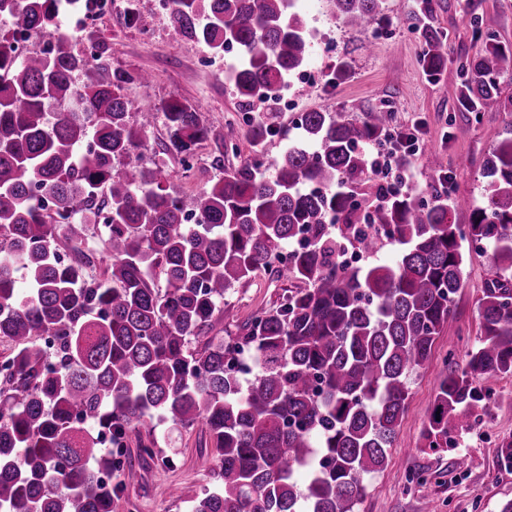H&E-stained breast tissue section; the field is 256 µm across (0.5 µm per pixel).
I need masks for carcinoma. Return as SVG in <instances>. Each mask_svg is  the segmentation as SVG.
Masks as SVG:
<instances>
[{
  "label": "carcinoma",
  "mask_w": 512,
  "mask_h": 512,
  "mask_svg": "<svg viewBox=\"0 0 512 512\" xmlns=\"http://www.w3.org/2000/svg\"><path fill=\"white\" fill-rule=\"evenodd\" d=\"M334 2L360 30L383 15L384 0ZM167 5L174 39L239 48L228 80L243 108L275 100L306 65L297 0ZM59 13L60 0H0V512H112L101 474L122 469L131 483L137 471L103 435L151 458L160 424L198 428L216 450V485L193 512H358L389 459L408 379L453 314L466 241L486 247L495 277L467 367L440 375L423 431L424 448L455 447L451 433L487 412L477 381L512 374V44L472 17L479 50L448 86L474 119L509 117L487 132L481 204L458 224L459 198L373 182L366 147L392 130L386 108L362 121L307 112L271 174L247 164L195 193L169 192L164 166L143 154L156 113L122 94L148 73L112 66L106 40L77 30L59 33L49 60L17 55V31L56 27ZM414 29L423 68L439 75L447 36L426 18ZM83 37L89 59L74 49ZM163 116L164 154L185 163L210 137L207 113L173 97ZM271 116L248 120L257 155ZM188 211L200 222L185 223ZM345 243L396 257L346 268ZM285 252L297 285L224 342L226 295L280 268ZM244 349L258 365L249 379L226 366ZM493 451L512 467V437Z\"/></svg>",
  "instance_id": "1"
}]
</instances>
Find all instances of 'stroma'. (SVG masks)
I'll list each match as a JSON object with an SVG mask.
<instances>
[{
    "instance_id": "stroma-1",
    "label": "stroma",
    "mask_w": 512,
    "mask_h": 512,
    "mask_svg": "<svg viewBox=\"0 0 512 512\" xmlns=\"http://www.w3.org/2000/svg\"><path fill=\"white\" fill-rule=\"evenodd\" d=\"M433 22L448 36L450 61L439 80L423 72L422 39L412 30L420 0H385L377 37L366 36L336 17L333 0H301L300 8L311 32L309 65L316 81L294 85V109L278 113L276 132L265 146L267 159H275L298 135L297 122L307 112H348L363 119L367 111L390 108L399 127L418 126L425 149L403 160L410 174L408 188L430 196L452 190L459 197L479 202L483 191V161L490 143L485 131L502 126L505 116L487 112L481 121L458 109L448 86L458 78L460 60L472 57L477 45L469 21L472 15L492 18L501 40L512 42V0H430ZM170 17L157 0H139V17L126 24L115 15L101 19L97 30L112 50V64L151 73L147 84L130 83L127 97L154 112L171 98L201 105L209 117L214 139L195 151L191 169L178 158L166 156L167 186L178 193L204 187L224 171L253 159L249 127L225 71L234 56L213 58L207 45L197 41L173 42ZM330 53H322L323 45ZM235 129V148H222L219 139ZM449 174L451 183L441 181ZM493 275L482 250L467 246L464 284L456 297L455 315L438 338L431 359L408 380L407 410L397 429L389 462L368 482L358 512H499L512 499V470L499 464L492 451L497 439L512 436V375L483 376L479 385L491 395L489 414L468 431L458 434L456 450L438 456L422 451V431L437 379L445 367L465 368L468 353L480 336L478 301L485 282ZM293 285L288 274L261 273L228 297L233 323L246 321L272 307L284 289ZM465 468H457L456 456ZM172 457L173 466L163 458ZM215 450L199 432L164 431L156 456L137 464V482L124 484L113 471L114 512H191L194 500L211 487Z\"/></svg>"
}]
</instances>
